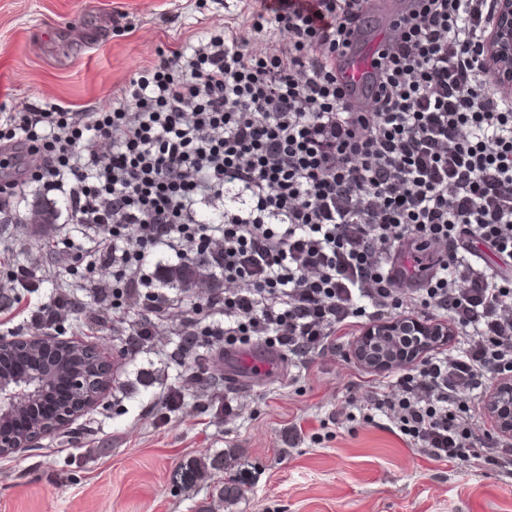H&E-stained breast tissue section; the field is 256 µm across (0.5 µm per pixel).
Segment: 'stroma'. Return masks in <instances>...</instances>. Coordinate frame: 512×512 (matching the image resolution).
<instances>
[{
	"label": "stroma",
	"instance_id": "stroma-1",
	"mask_svg": "<svg viewBox=\"0 0 512 512\" xmlns=\"http://www.w3.org/2000/svg\"><path fill=\"white\" fill-rule=\"evenodd\" d=\"M249 2L0 0V113L93 112L161 47L214 25L251 38ZM25 193L17 219L0 221V292L16 297L0 308V337L30 333L49 297H71L50 333L98 343L116 376L67 432L0 458V512H512V484L497 469L428 462L379 423L333 424L345 400L370 392L372 372L351 357L357 331L308 366L287 357L250 383L218 343L185 386L186 367L156 351L176 345L180 312L133 350V309L88 297L75 270L79 247L99 232L72 222L61 191L32 183ZM44 200L57 208L46 238L29 224ZM23 267L35 287L11 288L7 272ZM228 478L240 493L222 503Z\"/></svg>",
	"mask_w": 512,
	"mask_h": 512
}]
</instances>
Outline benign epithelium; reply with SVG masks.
Listing matches in <instances>:
<instances>
[{
	"label": "benign epithelium",
	"instance_id": "obj_1",
	"mask_svg": "<svg viewBox=\"0 0 512 512\" xmlns=\"http://www.w3.org/2000/svg\"><path fill=\"white\" fill-rule=\"evenodd\" d=\"M487 67L498 86L512 90V0H497L492 32L485 45ZM453 334L446 323L418 318L395 319L368 325L352 346L351 355L364 368L385 372L423 360L448 343ZM20 356L35 363L20 375L0 370V457L21 448H32L43 437L61 434L75 420L96 406L112 386V362L93 344H77L58 336L33 332L28 336L0 338V359ZM71 386L70 398L52 415L42 412L59 379ZM485 410L497 432L512 437V376L493 379L485 397ZM16 416L29 419V427L17 433L8 426Z\"/></svg>",
	"mask_w": 512,
	"mask_h": 512
}]
</instances>
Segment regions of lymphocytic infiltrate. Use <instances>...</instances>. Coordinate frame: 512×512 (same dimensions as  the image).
<instances>
[{"label": "lymphocytic infiltrate", "instance_id": "lymphocytic-infiltrate-1", "mask_svg": "<svg viewBox=\"0 0 512 512\" xmlns=\"http://www.w3.org/2000/svg\"><path fill=\"white\" fill-rule=\"evenodd\" d=\"M363 0H254L249 40L211 29L156 60L97 111L13 112L0 143L24 146L28 178L68 192L77 223L105 229L88 270L112 268V305L136 308L129 342L171 308L147 266L207 259L225 289L185 317L194 367L215 342H263L294 357L367 321L452 326L389 392L348 400L383 416L433 462L498 466L512 441L474 451V416L454 397L512 373V93L487 83L494 0H411L375 61L370 110L345 97L336 64L362 32ZM219 209L200 223L196 206ZM415 251L434 264L394 274Z\"/></svg>", "mask_w": 512, "mask_h": 512}]
</instances>
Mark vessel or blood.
<instances>
[{"label": "vessel or blood", "mask_w": 512, "mask_h": 512, "mask_svg": "<svg viewBox=\"0 0 512 512\" xmlns=\"http://www.w3.org/2000/svg\"><path fill=\"white\" fill-rule=\"evenodd\" d=\"M362 13L365 23L372 25L373 32L358 52H350L342 57L340 65L343 79L349 87V102L361 104L362 108L366 109L372 105L373 100L361 95L359 89L373 72V62L378 51L386 43L398 14L386 11L381 0H365ZM237 364L242 376L258 378L272 372L277 361L272 357L259 356L247 351L238 354Z\"/></svg>", "instance_id": "1"}]
</instances>
